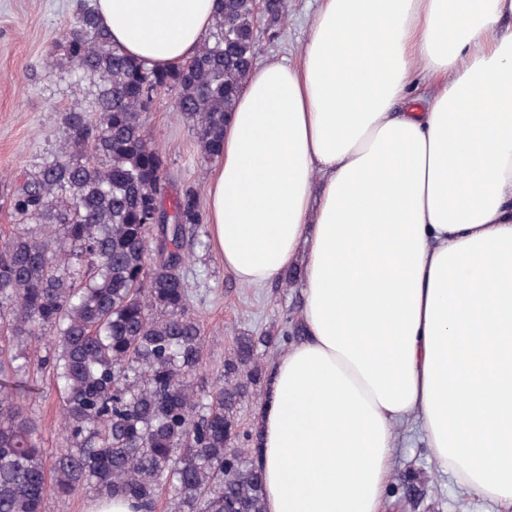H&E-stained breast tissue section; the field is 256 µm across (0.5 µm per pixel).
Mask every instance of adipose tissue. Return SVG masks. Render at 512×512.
I'll list each match as a JSON object with an SVG mask.
<instances>
[{
    "mask_svg": "<svg viewBox=\"0 0 512 512\" xmlns=\"http://www.w3.org/2000/svg\"><path fill=\"white\" fill-rule=\"evenodd\" d=\"M147 66L217 0H95ZM512 0H318L299 63L240 86L208 185L238 283L302 270L260 408L266 512H386L397 440L512 512Z\"/></svg>",
    "mask_w": 512,
    "mask_h": 512,
    "instance_id": "obj_1",
    "label": "adipose tissue"
}]
</instances>
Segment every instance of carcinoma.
<instances>
[{
	"label": "carcinoma",
	"mask_w": 512,
	"mask_h": 512,
	"mask_svg": "<svg viewBox=\"0 0 512 512\" xmlns=\"http://www.w3.org/2000/svg\"><path fill=\"white\" fill-rule=\"evenodd\" d=\"M196 54L153 69L111 45L89 0H77L64 54L97 84L92 117L65 116V140L9 198L19 224L0 241V512H47L49 500L92 490L154 512H265L257 426L239 410L259 400V351L275 338L241 333L224 380L196 386L205 348L182 273L198 243L195 194L166 201V157L141 117L170 91L201 154L219 158L224 122L260 51L255 0H217ZM272 27L288 0H266ZM45 349L37 357L34 349ZM52 370L66 446L42 448L25 389L10 377ZM402 509L427 480L400 479Z\"/></svg>",
	"instance_id": "carcinoma-1"
}]
</instances>
